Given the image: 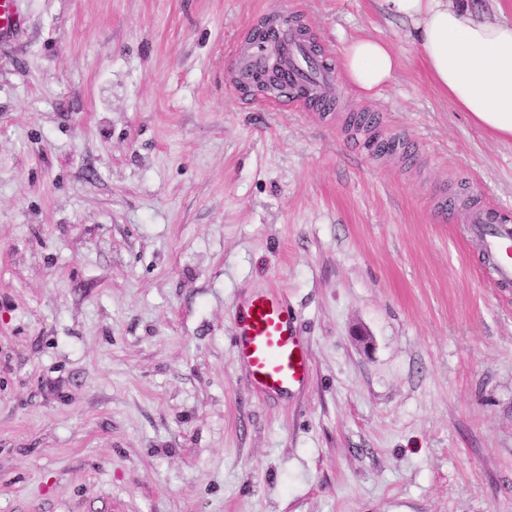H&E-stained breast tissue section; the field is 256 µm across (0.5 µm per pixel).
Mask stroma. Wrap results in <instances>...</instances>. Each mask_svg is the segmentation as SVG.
I'll list each match as a JSON object with an SVG mask.
<instances>
[{
  "label": "stroma",
  "mask_w": 512,
  "mask_h": 512,
  "mask_svg": "<svg viewBox=\"0 0 512 512\" xmlns=\"http://www.w3.org/2000/svg\"><path fill=\"white\" fill-rule=\"evenodd\" d=\"M285 10L337 108L243 97ZM0 39V512H512V288L436 218L512 220L473 127L374 0H20ZM399 66L346 79L358 37ZM393 151L365 148L352 112ZM275 292L312 361L267 394L235 345ZM342 67L345 77L355 88L370 94L392 80L398 59L387 42L360 37L345 46Z\"/></svg>",
  "instance_id": "obj_1"
}]
</instances>
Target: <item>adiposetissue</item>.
Segmentation results:
<instances>
[{
    "mask_svg": "<svg viewBox=\"0 0 512 512\" xmlns=\"http://www.w3.org/2000/svg\"><path fill=\"white\" fill-rule=\"evenodd\" d=\"M380 11L407 27L434 83L478 129L512 140V22L493 20L466 0H376ZM342 67L370 94L388 84L398 59L372 37L351 40Z\"/></svg>",
    "mask_w": 512,
    "mask_h": 512,
    "instance_id": "ef3b65f1",
    "label": "adipose tissue"
}]
</instances>
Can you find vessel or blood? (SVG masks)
I'll return each instance as SVG.
<instances>
[{"label":"vessel or blood","instance_id":"obj_1","mask_svg":"<svg viewBox=\"0 0 512 512\" xmlns=\"http://www.w3.org/2000/svg\"><path fill=\"white\" fill-rule=\"evenodd\" d=\"M18 22V0H0V37L12 34ZM271 44L290 73L292 101L303 102L299 70L309 48L289 27L279 28L270 42L252 45L245 54L246 64L261 66ZM448 218L470 225L483 242L498 284L512 285V223L475 206H449ZM237 346L253 385L262 392L283 394L304 386L310 377L307 346L296 328L294 315L277 295L259 294L247 302L237 324Z\"/></svg>","mask_w":512,"mask_h":512}]
</instances>
